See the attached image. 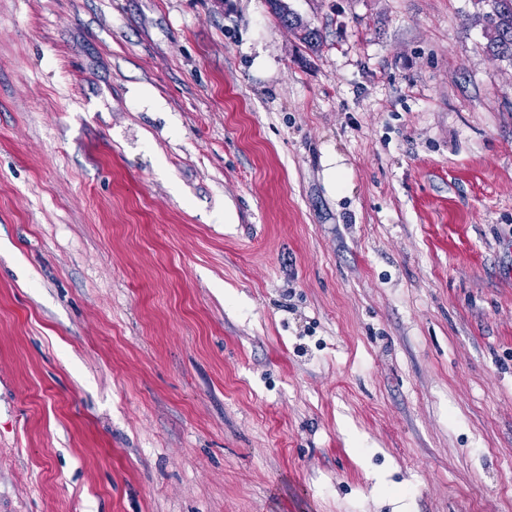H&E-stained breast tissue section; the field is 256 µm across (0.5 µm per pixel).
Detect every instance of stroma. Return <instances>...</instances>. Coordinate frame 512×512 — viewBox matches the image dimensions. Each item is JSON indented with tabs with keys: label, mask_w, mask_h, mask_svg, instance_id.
I'll use <instances>...</instances> for the list:
<instances>
[{
	"label": "stroma",
	"mask_w": 512,
	"mask_h": 512,
	"mask_svg": "<svg viewBox=\"0 0 512 512\" xmlns=\"http://www.w3.org/2000/svg\"><path fill=\"white\" fill-rule=\"evenodd\" d=\"M285 2L0 0V512H512V61ZM270 9L274 15L281 21V23L288 27L296 28L301 31L300 39L303 44L309 49L315 48L319 43L320 34L317 30L306 28L300 29L297 24V17L288 10L287 6L281 3L279 0H268L267 1Z\"/></svg>",
	"instance_id": "1"
}]
</instances>
